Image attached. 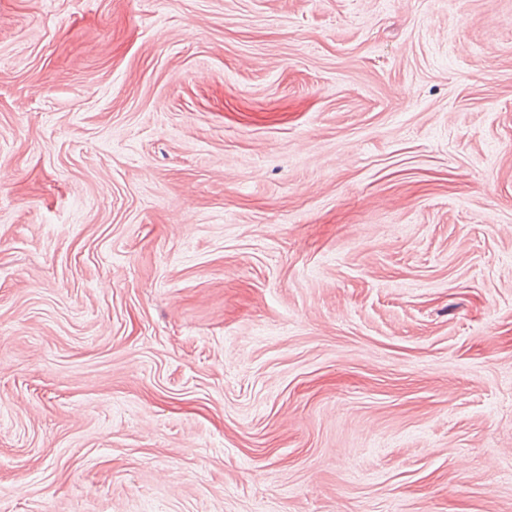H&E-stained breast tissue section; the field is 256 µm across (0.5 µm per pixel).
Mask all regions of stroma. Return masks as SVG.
Here are the masks:
<instances>
[{"label":"stroma","instance_id":"stroma-1","mask_svg":"<svg viewBox=\"0 0 512 512\" xmlns=\"http://www.w3.org/2000/svg\"><path fill=\"white\" fill-rule=\"evenodd\" d=\"M0 512H512V0H0Z\"/></svg>","mask_w":512,"mask_h":512}]
</instances>
